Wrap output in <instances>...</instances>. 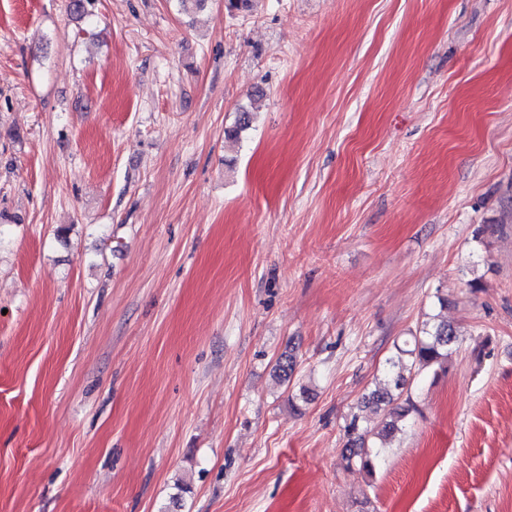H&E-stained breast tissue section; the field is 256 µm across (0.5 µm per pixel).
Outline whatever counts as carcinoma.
Returning a JSON list of instances; mask_svg holds the SVG:
<instances>
[{
    "label": "carcinoma",
    "mask_w": 512,
    "mask_h": 512,
    "mask_svg": "<svg viewBox=\"0 0 512 512\" xmlns=\"http://www.w3.org/2000/svg\"><path fill=\"white\" fill-rule=\"evenodd\" d=\"M455 330L448 321L425 323L419 333L402 344L395 345L396 353L385 361L384 383L363 397L366 408L380 412L373 426L365 430L352 419L347 427L345 454L347 465H356L371 474L382 461L384 441L401 431L402 423L414 408L413 404L400 406L397 400L408 391L413 375L443 366L452 354Z\"/></svg>",
    "instance_id": "cac0c4a2"
}]
</instances>
